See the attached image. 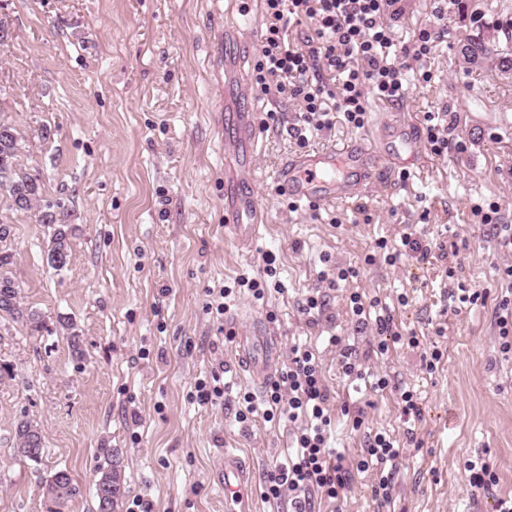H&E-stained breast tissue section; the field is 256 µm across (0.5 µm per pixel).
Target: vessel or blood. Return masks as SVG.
<instances>
[{
	"mask_svg": "<svg viewBox=\"0 0 512 512\" xmlns=\"http://www.w3.org/2000/svg\"><path fill=\"white\" fill-rule=\"evenodd\" d=\"M236 137L226 142L225 151L235 162L224 171V233L242 249L252 248L263 220L257 199L245 192L253 176L248 151L254 148L260 127L253 113L236 117ZM408 169L416 166L419 149L415 141L403 140L399 150L386 155L380 145L350 142L324 151H302L282 165L278 179L291 196L310 205H328L353 198L374 175L380 160ZM237 363L257 380L271 378L276 370L275 355L262 336L236 339ZM224 512H255L253 474L241 457L224 458Z\"/></svg>",
	"mask_w": 512,
	"mask_h": 512,
	"instance_id": "obj_1",
	"label": "vessel or blood"
}]
</instances>
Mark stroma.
Returning <instances> with one entry per match:
<instances>
[{"label":"stroma","mask_w":512,"mask_h":512,"mask_svg":"<svg viewBox=\"0 0 512 512\" xmlns=\"http://www.w3.org/2000/svg\"><path fill=\"white\" fill-rule=\"evenodd\" d=\"M0 19L13 33L0 52V119L21 136L19 164L41 177L43 202L68 210L74 225L70 262L55 269L44 253L51 227L0 197V217L12 226L13 276L24 303L45 318L36 336L0 324V512H47L42 488L60 468L79 487L63 512H92L106 448L121 462L117 512H137L141 497L154 512H224L225 456L245 459L262 478L282 459L290 429L237 422V403L200 404L193 395L199 380L227 373L262 396L264 385L238 368L232 340L258 330L275 339L282 367L295 337L337 330L358 359L417 391L419 448L406 441L388 390L361 393L365 421L354 428L342 412L349 386L337 353L321 357L337 448L360 454L376 431L405 444L391 512H494L496 496L465 478V462L484 453L500 478L496 495H512V364L501 358L495 325L500 271L512 255L473 213L493 205L500 223L512 225V81L490 63L465 72L458 58L459 39L476 23H512V0H406L398 40L411 46L420 29L444 26L430 54L412 62L429 79L396 105L369 97L362 128L340 118L309 142L322 150L401 124L419 138L427 116L440 114L465 152L422 148L408 179L391 170L361 199L295 209L275 174L299 149L288 133L299 108L285 97L242 99L225 89V57L252 72L261 44L225 39L229 0H0ZM271 110L279 121L268 120ZM236 112L256 113L264 126L250 190L266 221L249 250L224 234V138ZM413 230L433 247L428 262L365 263L377 238ZM460 240L465 249L453 250ZM267 252L277 257L283 293L262 303L241 294L217 316L212 290L235 287L245 272L262 275ZM325 257L356 268L357 278L327 287L319 280ZM461 288L486 292L485 304L452 302ZM355 290L406 293L394 328L422 336L423 348L395 343L373 353V329L356 326L348 311ZM316 291L325 312L315 321L301 307ZM62 317L72 318L82 356L59 330ZM432 348L443 358L429 374L422 352ZM20 419L45 435L41 462L13 452ZM313 505L377 512L371 478L357 471L340 500L317 497Z\"/></svg>","instance_id":"stroma-1"}]
</instances>
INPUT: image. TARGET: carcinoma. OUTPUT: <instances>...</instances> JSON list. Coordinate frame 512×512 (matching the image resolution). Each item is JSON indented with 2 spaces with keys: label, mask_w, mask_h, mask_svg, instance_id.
Masks as SVG:
<instances>
[{
  "label": "carcinoma",
  "mask_w": 512,
  "mask_h": 512,
  "mask_svg": "<svg viewBox=\"0 0 512 512\" xmlns=\"http://www.w3.org/2000/svg\"><path fill=\"white\" fill-rule=\"evenodd\" d=\"M509 25L484 23L464 35L459 40L458 55L467 69H478L485 61L494 58L497 61L498 75L504 79L512 78V33ZM21 150V138L16 128L0 120V167H14L10 185L0 186V195L8 197L10 208L15 211H35L38 223L53 227V234L45 251L47 263L62 269L70 261V236L73 228L71 214L39 209L42 183L32 181V175L17 168V158ZM14 263V255L0 250V318L9 317L26 326L30 334L37 335L45 328L42 314L27 307L21 300L19 289L9 267ZM14 453L21 459L32 462L41 460L45 436L29 420H19L14 425ZM46 496L50 503L49 512H61L62 508L76 494L71 474L60 469L55 471L45 484ZM122 496V483L119 473V461L112 449H106L105 465L99 468V477L95 482L96 512H116Z\"/></svg>",
  "instance_id": "obj_1"
}]
</instances>
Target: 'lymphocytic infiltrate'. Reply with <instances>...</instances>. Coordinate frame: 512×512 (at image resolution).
<instances>
[{"label": "lymphocytic infiltrate", "instance_id": "obj_1", "mask_svg": "<svg viewBox=\"0 0 512 512\" xmlns=\"http://www.w3.org/2000/svg\"><path fill=\"white\" fill-rule=\"evenodd\" d=\"M402 0H262L265 29L255 79L264 94L288 95L296 100L302 122L291 134L307 145L311 134L331 128L333 113H342L352 127L365 123L367 99L398 103L412 85L407 55L422 58L441 34L440 28L420 30L415 50L400 46L391 23L403 14ZM314 21V35L299 45L291 42L283 25L285 16ZM432 247L422 235L403 233L396 241L378 238L367 264L384 260L393 265L410 256L429 260ZM348 308L359 324L373 326L376 349L385 353L386 335L393 329L390 305L382 297L354 291ZM330 396L319 357L310 343L291 348L290 365L268 386L262 398L244 395L236 417L239 422L286 417L295 427L292 445L274 468L266 471L262 495L277 501L292 494L293 512H309L308 496L317 492L330 499L343 494L351 471L370 473L372 495L379 507L393 501L394 476L402 454L399 442L377 433L355 458L330 448Z\"/></svg>", "mask_w": 512, "mask_h": 512}]
</instances>
